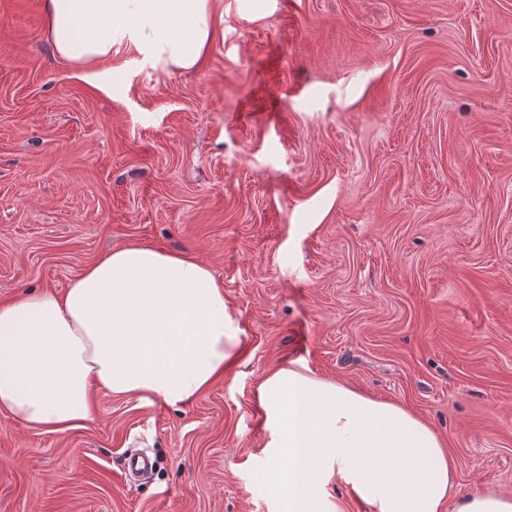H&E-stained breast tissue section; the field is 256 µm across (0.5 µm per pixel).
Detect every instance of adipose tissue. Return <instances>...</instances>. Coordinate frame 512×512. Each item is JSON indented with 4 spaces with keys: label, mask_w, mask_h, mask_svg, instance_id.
I'll list each match as a JSON object with an SVG mask.
<instances>
[{
    "label": "adipose tissue",
    "mask_w": 512,
    "mask_h": 512,
    "mask_svg": "<svg viewBox=\"0 0 512 512\" xmlns=\"http://www.w3.org/2000/svg\"><path fill=\"white\" fill-rule=\"evenodd\" d=\"M222 0H43L54 53L104 93L124 67L191 71ZM224 285L191 255L129 244L89 264L63 292L0 303V411L31 430L64 433L92 418V397L186 406L224 372L241 343ZM270 433L259 480L274 512H344L330 485L368 512H512L511 491L459 497L455 459L407 408L298 367L257 388Z\"/></svg>",
    "instance_id": "1"
}]
</instances>
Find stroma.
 <instances>
[{
    "label": "stroma",
    "mask_w": 512,
    "mask_h": 512,
    "mask_svg": "<svg viewBox=\"0 0 512 512\" xmlns=\"http://www.w3.org/2000/svg\"><path fill=\"white\" fill-rule=\"evenodd\" d=\"M0 0V302L110 249L224 283L239 360L190 405L0 412V512H271L258 384L297 363L403 405L457 490L512 491V0H224L200 66L105 94ZM156 461L121 477L125 455Z\"/></svg>",
    "instance_id": "stroma-1"
}]
</instances>
